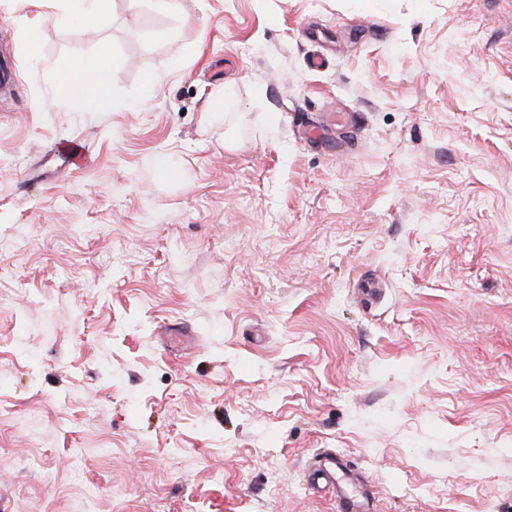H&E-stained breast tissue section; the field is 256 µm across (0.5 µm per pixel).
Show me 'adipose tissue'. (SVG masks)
Returning <instances> with one entry per match:
<instances>
[{"label": "adipose tissue", "mask_w": 512, "mask_h": 512, "mask_svg": "<svg viewBox=\"0 0 512 512\" xmlns=\"http://www.w3.org/2000/svg\"><path fill=\"white\" fill-rule=\"evenodd\" d=\"M119 65L118 58L106 55L84 59L60 74L58 91L79 101L88 111H96L108 98L107 74Z\"/></svg>", "instance_id": "1"}]
</instances>
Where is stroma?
Wrapping results in <instances>:
<instances>
[{"instance_id":"35a3bbf8","label":"stroma","mask_w":512,"mask_h":512,"mask_svg":"<svg viewBox=\"0 0 512 512\" xmlns=\"http://www.w3.org/2000/svg\"><path fill=\"white\" fill-rule=\"evenodd\" d=\"M60 8L0 0V512H512V0ZM66 6L59 15H55L57 21L69 26L76 31L82 27L84 18L89 14L103 16L109 9L107 0H66ZM119 66L120 60L114 56L84 59L59 75L58 91L64 97L82 103L89 112L96 111L108 99V71ZM336 502H338L337 510L339 512H369L372 506L368 496L361 493L359 496H349L343 486L339 493H336Z\"/></svg>"}]
</instances>
